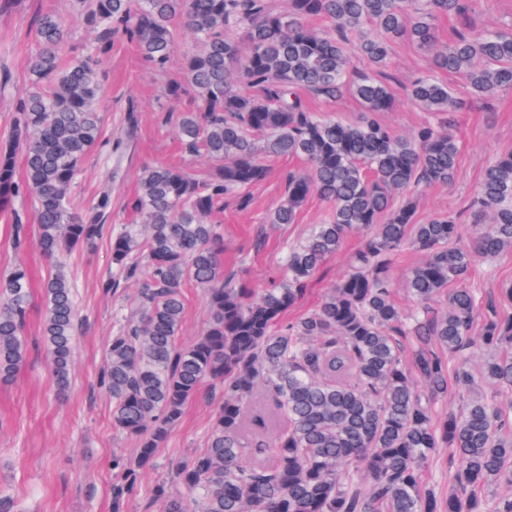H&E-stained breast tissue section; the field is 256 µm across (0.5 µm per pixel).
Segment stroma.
Returning a JSON list of instances; mask_svg holds the SVG:
<instances>
[{"mask_svg":"<svg viewBox=\"0 0 512 512\" xmlns=\"http://www.w3.org/2000/svg\"><path fill=\"white\" fill-rule=\"evenodd\" d=\"M52 12L62 17L70 32L68 52L80 54L95 35L72 6V0H11L0 10V75L11 80L0 88V133L14 121L16 98L29 87L27 59L34 45L27 36L34 17ZM196 44L183 36L166 72H158L125 35L112 38L111 50L100 59L105 80L104 141L85 158L78 177L77 195L87 199L104 185L112 187L113 227L131 224L135 215L127 207L137 187L142 167L150 162L186 166L198 172L212 168L203 155H184L173 124L165 120L168 83L182 75L184 58ZM427 67L425 55L412 44H394L388 76L395 89L391 110L380 113L382 123L400 135L410 134L428 120V113L413 103L404 88ZM136 114L137 128L129 130L128 114ZM460 155L455 181L428 189L417 202V218L424 221L450 213L469 224L467 208L487 164L512 151V90L500 92L489 103H476L456 118ZM122 143L123 158L116 177H109L106 157ZM268 178L251 188L250 202L224 200L220 221L224 229V265L249 287L261 291L287 275L290 244L306 238L313 226L324 222L327 206L310 197L296 223L271 224L267 217L284 193L283 177L303 170V163L282 156L270 159ZM9 220L0 214V273L16 263H26L37 279L47 278L51 263L36 247L15 252L9 239ZM360 236L349 237L342 249L313 278L300 304L315 306L346 274L349 258L361 245ZM66 271L77 284V304L82 319L71 363V386L58 397L50 362L41 336V309H34L26 329L28 358L14 379L0 384V489L13 493L24 512H112V487L118 482L113 458L134 462L138 443L112 426V399L98 380L105 363V346L116 332L122 313L134 304L139 285L126 284L117 293L106 292L103 281L111 273L110 242L95 250L74 251ZM215 403L210 385H203L190 401L179 424L158 449L151 466L142 470L136 492L125 502L124 512H162L154 497L158 485L168 494H181L173 478V465L204 448Z\"/></svg>","mask_w":512,"mask_h":512,"instance_id":"1","label":"stroma"}]
</instances>
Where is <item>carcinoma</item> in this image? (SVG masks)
Here are the masks:
<instances>
[{"label": "carcinoma", "instance_id": "cac0c4a2", "mask_svg": "<svg viewBox=\"0 0 512 512\" xmlns=\"http://www.w3.org/2000/svg\"><path fill=\"white\" fill-rule=\"evenodd\" d=\"M76 2L95 33L80 56L66 54L60 16L42 13L32 22L30 87L0 138V212L18 250L27 239L22 203L33 202L37 244L54 267L43 283L42 336L58 395L70 387L79 326L76 285L63 260L107 237L105 291L140 285L138 305L108 342L100 380L112 396L113 427L139 444L134 463L113 459L120 473L113 512H122L140 470L206 380L218 400L206 445L175 464L185 495L155 489L163 512H512V402L502 404L512 397V288L492 295L469 285L477 259L512 248V152L485 169L465 248L454 218L418 222L411 195L450 185L456 175L453 113L463 101L436 74L464 76L477 100L512 89V32L463 30L436 48L435 22L469 19L472 0H288L284 12L269 0ZM317 17L329 27H313ZM184 31L197 49L167 96L188 97L195 109H171L168 119L185 152L203 153L217 167L196 175L145 165L132 201L140 223L114 231L106 224L111 188L86 201L75 193L81 165L103 135L99 58L122 33L163 70ZM400 40L429 54L427 73L407 95L439 117L409 136L378 119L393 94L377 74ZM356 57L369 72L355 69ZM304 93L329 103L350 93L363 112L347 122L309 108ZM283 155L305 161L308 172L284 177L269 223H295L314 194L330 212L289 247L287 277L258 293L224 272V240L212 217L226 196L247 204L246 190L268 177L264 158ZM360 232L364 245L344 278L314 309L283 321L345 239ZM407 246L427 254L408 278L409 312L390 288L394 256ZM193 284L205 290L209 321L181 346L185 288ZM440 301L442 313L433 307ZM32 304L30 274L17 264L0 276L3 382L27 359ZM477 323L487 351L481 378L491 391L440 414L439 401L475 384L463 363ZM440 448L451 449L445 495L423 479Z\"/></svg>", "mask_w": 512, "mask_h": 512}]
</instances>
